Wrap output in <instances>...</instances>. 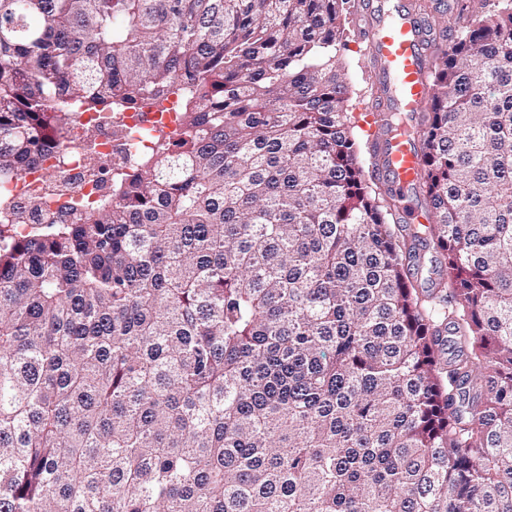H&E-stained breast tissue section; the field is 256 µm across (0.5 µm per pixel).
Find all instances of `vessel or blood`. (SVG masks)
Masks as SVG:
<instances>
[{"instance_id":"obj_1","label":"vessel or blood","mask_w":512,"mask_h":512,"mask_svg":"<svg viewBox=\"0 0 512 512\" xmlns=\"http://www.w3.org/2000/svg\"><path fill=\"white\" fill-rule=\"evenodd\" d=\"M427 35L416 13L398 8L379 10L362 38L364 52L384 80L386 101L371 107L364 129L380 158L376 177L389 180L399 192L418 185L421 156L414 118L428 90L424 50Z\"/></svg>"}]
</instances>
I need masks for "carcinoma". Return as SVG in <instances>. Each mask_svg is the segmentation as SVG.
<instances>
[{
	"label": "carcinoma",
	"mask_w": 512,
	"mask_h": 512,
	"mask_svg": "<svg viewBox=\"0 0 512 512\" xmlns=\"http://www.w3.org/2000/svg\"><path fill=\"white\" fill-rule=\"evenodd\" d=\"M457 2L419 292L352 135L350 0H0V180L76 102L120 132L182 98L96 208L19 236L0 198V512H512V0ZM416 243L417 262L415 268L411 267V280L419 290L435 288L436 283L445 274L442 271L444 268L439 269L437 267L435 269L436 263L434 260L439 259L440 256L435 253L431 246H425V242L423 244Z\"/></svg>",
	"instance_id": "1"
}]
</instances>
